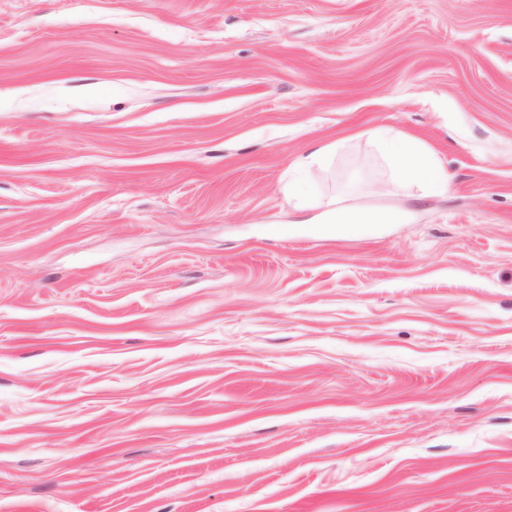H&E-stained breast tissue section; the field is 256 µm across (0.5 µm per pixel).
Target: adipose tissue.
Returning a JSON list of instances; mask_svg holds the SVG:
<instances>
[{
  "mask_svg": "<svg viewBox=\"0 0 512 512\" xmlns=\"http://www.w3.org/2000/svg\"><path fill=\"white\" fill-rule=\"evenodd\" d=\"M380 140L390 164L402 171L407 178L424 183L439 192L450 189L451 178L447 171L416 140L399 133L381 134Z\"/></svg>",
  "mask_w": 512,
  "mask_h": 512,
  "instance_id": "obj_1",
  "label": "adipose tissue"
}]
</instances>
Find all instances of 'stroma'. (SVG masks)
Segmentation results:
<instances>
[{"label":"stroma","instance_id":"35a3bbf8","mask_svg":"<svg viewBox=\"0 0 512 512\" xmlns=\"http://www.w3.org/2000/svg\"><path fill=\"white\" fill-rule=\"evenodd\" d=\"M0 512H512V0H0ZM370 133L381 140L390 164L402 171L407 178L424 183L435 191L448 192L451 187V176L448 175V171L416 140L400 133ZM329 222L336 227L343 228L354 224H397L403 219L399 211L392 210H361L353 211L346 208H334L328 214Z\"/></svg>","mask_w":512,"mask_h":512}]
</instances>
